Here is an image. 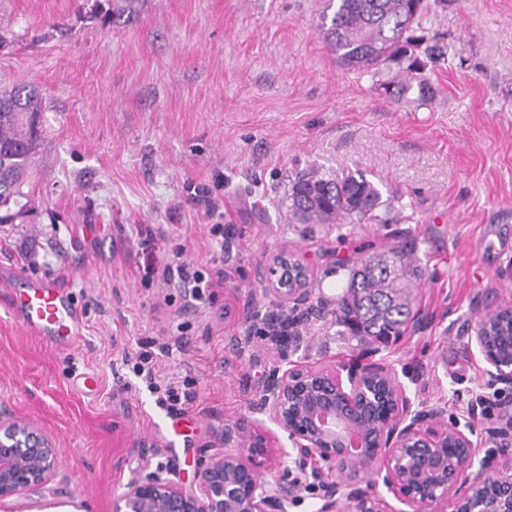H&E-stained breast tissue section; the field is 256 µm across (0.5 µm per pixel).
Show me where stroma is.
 <instances>
[{
	"label": "stroma",
	"instance_id": "stroma-1",
	"mask_svg": "<svg viewBox=\"0 0 512 512\" xmlns=\"http://www.w3.org/2000/svg\"><path fill=\"white\" fill-rule=\"evenodd\" d=\"M326 6L0 0L15 34L0 48V87L45 102L31 210L0 224V271L55 279L86 323L77 347L54 350L0 296V412L36 423L59 453L35 495L46 512H112L135 472L159 466L190 485L275 366L387 365L416 405L475 426L476 464L498 459L503 422L478 399L512 405V386L487 373L470 337L480 315L512 307V0H448L423 18L449 53L428 67L436 94L421 106L337 64L318 29ZM310 166L364 171L397 221H281L289 177ZM407 236L426 270L419 322L399 341L361 346L317 317L287 342L265 336L274 254L301 259L313 298L330 299L342 280L326 268ZM182 261L223 268V284L193 300L149 280ZM148 336L169 345L159 378L193 381L175 446L171 411L133 371Z\"/></svg>",
	"mask_w": 512,
	"mask_h": 512
}]
</instances>
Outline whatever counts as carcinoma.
<instances>
[{"label":"carcinoma","mask_w":512,"mask_h":512,"mask_svg":"<svg viewBox=\"0 0 512 512\" xmlns=\"http://www.w3.org/2000/svg\"><path fill=\"white\" fill-rule=\"evenodd\" d=\"M333 12L320 15L318 27L337 62L348 69L376 76L395 71L379 84L391 98L411 92L424 101L432 93L425 75L429 65L445 58L448 45L417 34L429 0H329ZM43 111V98L34 88L0 90V224H11L28 210L33 157L41 136L33 119ZM391 211L378 186L364 172L330 177L318 169L299 172L289 180L288 223L355 224L364 217L380 224ZM417 244L403 239L333 268L346 274L343 290L326 316L363 344L397 340L418 314L413 285L425 269L415 258ZM496 329L493 350L512 349V309L490 316Z\"/></svg>","instance_id":"cac0c4a2"}]
</instances>
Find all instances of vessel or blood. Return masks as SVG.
I'll return each instance as SVG.
<instances>
[{
    "instance_id": "vessel-or-blood-1",
    "label": "vessel or blood",
    "mask_w": 512,
    "mask_h": 512,
    "mask_svg": "<svg viewBox=\"0 0 512 512\" xmlns=\"http://www.w3.org/2000/svg\"><path fill=\"white\" fill-rule=\"evenodd\" d=\"M5 289L15 318L47 346L68 348L82 336V318L60 284L17 273Z\"/></svg>"
}]
</instances>
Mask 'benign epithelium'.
<instances>
[{
  "label": "benign epithelium",
  "instance_id": "obj_1",
  "mask_svg": "<svg viewBox=\"0 0 512 512\" xmlns=\"http://www.w3.org/2000/svg\"><path fill=\"white\" fill-rule=\"evenodd\" d=\"M288 253L264 268L268 292L296 304L310 301V289L288 287ZM267 335L285 334L288 319L275 305L259 315ZM489 316L478 317L475 346L488 373L512 383V358L487 354ZM383 394L379 419L366 429L357 416ZM442 410H416L395 374L379 363L353 364L342 371L328 367H273L250 414L224 424V453L211 457L186 489L159 467L132 477L112 500V512H288L298 493L318 487L316 512H393L380 495L358 487L364 471L383 462L384 485L412 506L440 505L438 512H512V453L497 470L509 474L497 493L482 497L486 468L474 470L469 433L441 422ZM272 423L287 435L285 448ZM269 457L260 475L253 457ZM58 468V450L34 423L0 414V504L44 486ZM344 479L333 481L328 472Z\"/></svg>",
  "mask_w": 512,
  "mask_h": 512
}]
</instances>
